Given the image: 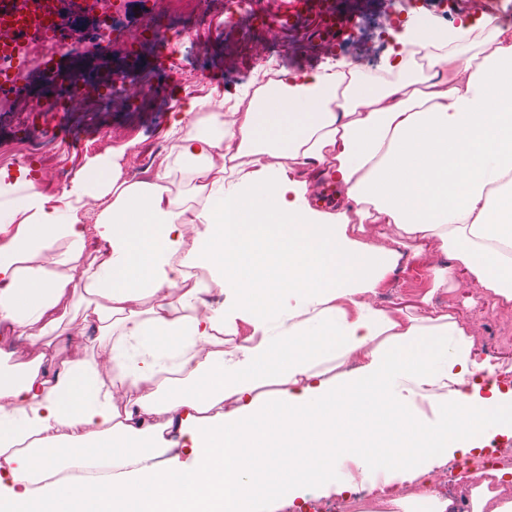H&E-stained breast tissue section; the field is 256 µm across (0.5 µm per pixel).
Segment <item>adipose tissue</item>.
<instances>
[{
  "mask_svg": "<svg viewBox=\"0 0 512 512\" xmlns=\"http://www.w3.org/2000/svg\"><path fill=\"white\" fill-rule=\"evenodd\" d=\"M183 122L147 180L101 165L53 200L0 179V360L38 322L78 344L94 329L112 362L107 381L86 351L57 367L28 336V359L0 369V512H265L380 474L422 489L389 512H455L428 480L512 437V390L484 383L453 317L372 298L410 240L416 259L448 258L428 263L433 288L466 279L512 305V25L410 26L383 75L278 71L224 115ZM177 172L193 205L169 186ZM323 175L345 194L333 212L309 203ZM92 200L90 227L77 214ZM62 265L90 297L68 320ZM199 268L208 281L187 287ZM226 334L242 340L199 359ZM159 410L182 453L146 425ZM75 458L112 460L111 482L56 480ZM510 482L470 488L472 512H512L497 489Z\"/></svg>",
  "mask_w": 512,
  "mask_h": 512,
  "instance_id": "obj_1",
  "label": "adipose tissue"
}]
</instances>
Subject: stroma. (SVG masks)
Returning <instances> with one entry per match:
<instances>
[{"label":"stroma","mask_w":512,"mask_h":512,"mask_svg":"<svg viewBox=\"0 0 512 512\" xmlns=\"http://www.w3.org/2000/svg\"><path fill=\"white\" fill-rule=\"evenodd\" d=\"M290 2L247 0L242 7L238 0H208L191 14L163 19L165 27L190 32L189 37L169 44L168 70L158 68L154 51L143 50L137 59L141 88L119 87L109 104L87 102L75 112L109 133L111 148L100 153L59 142L49 166L65 165L75 179L102 162L117 163L125 173L136 170L146 153L170 148L175 113L185 111L194 99L214 105L235 99L260 69L309 72L340 57L372 74L382 70L408 21L448 27L464 16L484 14L493 24L502 22L500 0H338L339 11L349 15L355 27L330 40L315 32L303 16L284 28L269 25V18L288 12ZM258 15L266 18V25H256ZM90 23L87 17L71 23L70 46L59 63L101 80L124 61L99 53L87 33ZM425 296L437 312L473 327L474 352L490 347L512 361V307L488 320L478 318L476 312L488 295L474 284L432 289L423 265L413 261L386 276L374 301L385 308L417 306Z\"/></svg>","instance_id":"1"}]
</instances>
